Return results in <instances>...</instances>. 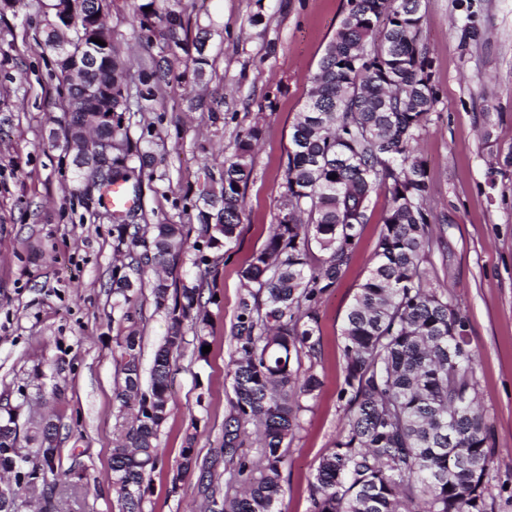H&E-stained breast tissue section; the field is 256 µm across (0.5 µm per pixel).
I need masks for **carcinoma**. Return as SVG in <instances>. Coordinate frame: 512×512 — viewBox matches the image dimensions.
<instances>
[{
  "mask_svg": "<svg viewBox=\"0 0 512 512\" xmlns=\"http://www.w3.org/2000/svg\"><path fill=\"white\" fill-rule=\"evenodd\" d=\"M138 18L158 53L129 74V60L114 43L91 48L75 24L74 54L98 57L85 70L83 87L65 83L64 106L86 88L112 84V100H90V109L112 103V118L96 134L112 143L109 185L131 184L145 155L127 134L130 84L138 82L137 111L154 97L178 60L182 13L161 0ZM422 0H347L334 36L325 46L303 110L292 126L283 173V206L262 249L240 271L242 293L228 375L232 396L224 441L215 455L235 482L198 464L194 438L182 449L181 473L199 468V512H276L285 492V448L300 428L301 400L322 381L302 357L318 356L321 299L342 279L355 256L372 197L384 191L387 207L374 257L346 314L344 339L345 427L324 455L312 483V512H487L492 464L490 429L478 409L476 362L467 349V319L448 298L428 286L424 263L433 244L426 205L427 172L416 155L420 133L438 102L431 61L420 41ZM259 125L238 136L224 157L220 190L205 199L194 241L183 224L118 225V244L130 261L115 267L114 293L129 301L130 274L174 268L191 249L201 263L205 250L239 237L244 190L253 172ZM322 258L313 260V248ZM156 308L171 319L170 332L154 354L147 389L141 388V337L117 341L121 382L115 400L125 432L112 449V487L121 512H143L151 474L159 460L158 433L166 420L174 355L185 336L182 324L204 326V281L181 283L160 275L149 281ZM255 435L261 455L243 452ZM21 454L0 437V473L15 487L0 492V512H15L19 489L39 491L50 509L60 448H39L16 467Z\"/></svg>",
  "mask_w": 512,
  "mask_h": 512,
  "instance_id": "obj_1",
  "label": "carcinoma"
}]
</instances>
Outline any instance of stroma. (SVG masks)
I'll list each match as a JSON object with an SVG mask.
<instances>
[{
    "label": "stroma",
    "mask_w": 512,
    "mask_h": 512,
    "mask_svg": "<svg viewBox=\"0 0 512 512\" xmlns=\"http://www.w3.org/2000/svg\"><path fill=\"white\" fill-rule=\"evenodd\" d=\"M145 2L112 0L108 19L113 42L138 66L155 53L136 19ZM346 6L181 0L188 46L209 61L205 76L196 79L184 59L131 121L132 144L150 155L134 223L193 230L206 193L221 184L225 152L241 131L263 128L239 238L230 249L209 250L201 265L187 252L177 268L180 276L203 278L214 295L203 329L210 351L201 360L188 345L176 357L145 512H198L197 472L175 476L181 451L194 444L204 459L222 441L238 272L276 221L292 125ZM424 11L420 39L439 101L417 155L430 205L448 217L435 227L440 242L426 269L433 288L468 321L478 398L491 428L488 512H512V0H425ZM42 20L39 0L0 16V409L19 407V446L30 456L38 449L31 422L49 413L57 423L56 512H118L111 463L124 415L114 399L116 339L137 332L147 369L171 321L150 290L129 305L112 293L119 263L112 212L88 213L72 192L62 78L37 45ZM384 209V198L373 199L353 262L320 305L315 370L322 387L303 402L277 512H311L316 468L343 429L341 330L371 266Z\"/></svg>",
    "instance_id": "1"
}]
</instances>
